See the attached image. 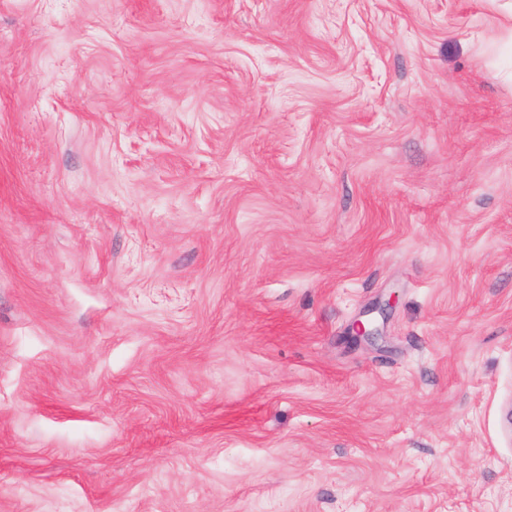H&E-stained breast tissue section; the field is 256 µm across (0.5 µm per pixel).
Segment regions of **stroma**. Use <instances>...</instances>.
I'll use <instances>...</instances> for the list:
<instances>
[{
	"label": "stroma",
	"instance_id": "stroma-1",
	"mask_svg": "<svg viewBox=\"0 0 512 512\" xmlns=\"http://www.w3.org/2000/svg\"><path fill=\"white\" fill-rule=\"evenodd\" d=\"M511 409L512 0H0V512H512Z\"/></svg>",
	"mask_w": 512,
	"mask_h": 512
}]
</instances>
